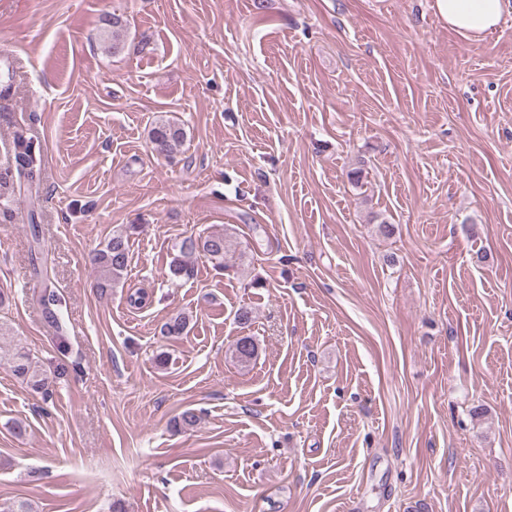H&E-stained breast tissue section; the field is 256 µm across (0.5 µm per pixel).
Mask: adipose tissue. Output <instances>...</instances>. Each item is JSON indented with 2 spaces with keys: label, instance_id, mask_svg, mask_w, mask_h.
<instances>
[{
  "label": "adipose tissue",
  "instance_id": "adipose-tissue-1",
  "mask_svg": "<svg viewBox=\"0 0 512 512\" xmlns=\"http://www.w3.org/2000/svg\"><path fill=\"white\" fill-rule=\"evenodd\" d=\"M434 9L449 28L476 42L500 25L505 0H434Z\"/></svg>",
  "mask_w": 512,
  "mask_h": 512
}]
</instances>
